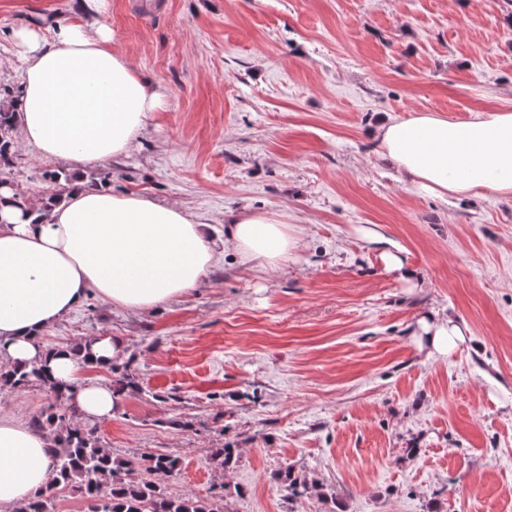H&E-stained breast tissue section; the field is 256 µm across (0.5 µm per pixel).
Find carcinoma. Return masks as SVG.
<instances>
[{
    "mask_svg": "<svg viewBox=\"0 0 512 512\" xmlns=\"http://www.w3.org/2000/svg\"><path fill=\"white\" fill-rule=\"evenodd\" d=\"M17 115L13 100L0 97V164H8L13 154V130ZM118 375L115 391L122 394L137 386L126 366L114 365ZM37 384L54 396L57 410L35 420V426L55 433L59 443L54 461V475L47 487L35 498L13 512H50L51 490L76 484L86 498L94 500L92 512H224L220 501H203L192 496L172 497L153 476H173L180 471V460L166 453L149 454L141 459V475L132 463L112 457L110 449L100 443L96 429L78 421L69 397L47 380L37 368L0 369V389H24ZM278 480L291 497L315 490L307 480L295 475L286 464L278 472Z\"/></svg>",
    "mask_w": 512,
    "mask_h": 512,
    "instance_id": "1",
    "label": "carcinoma"
}]
</instances>
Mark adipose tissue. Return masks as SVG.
Instances as JSON below:
<instances>
[{"mask_svg": "<svg viewBox=\"0 0 512 512\" xmlns=\"http://www.w3.org/2000/svg\"><path fill=\"white\" fill-rule=\"evenodd\" d=\"M26 61L15 100L27 144L63 164L106 162L126 154L148 113L161 109L149 81L112 48L106 24L28 26L15 34ZM378 152L421 193L465 199L512 196V111L452 120L436 112L393 118L378 128ZM49 209L48 221L37 222ZM298 238L284 216L261 210L227 218L223 244L175 203L105 185L76 183L53 200L19 198L0 187V367L36 365L69 387L87 420L112 417L118 397L89 377L127 357L119 338L89 336L90 359L41 338L80 308L89 293L121 309L149 310L204 286L220 251L277 268L293 260ZM429 356L445 358L468 328L429 314L419 321ZM48 432L0 415V512L31 500L51 479Z\"/></svg>", "mask_w": 512, "mask_h": 512, "instance_id": "ef3b65f1", "label": "adipose tissue"}]
</instances>
